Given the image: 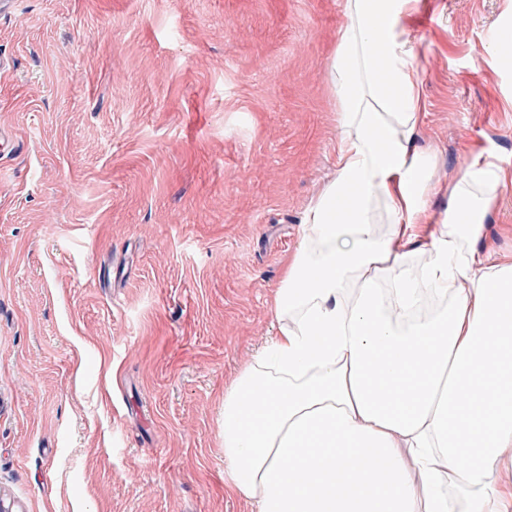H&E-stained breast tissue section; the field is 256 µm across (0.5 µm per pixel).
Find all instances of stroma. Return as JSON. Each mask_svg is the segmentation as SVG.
<instances>
[{
	"instance_id": "1",
	"label": "stroma",
	"mask_w": 512,
	"mask_h": 512,
	"mask_svg": "<svg viewBox=\"0 0 512 512\" xmlns=\"http://www.w3.org/2000/svg\"><path fill=\"white\" fill-rule=\"evenodd\" d=\"M345 0H18L0 14V512H253L224 389L336 174ZM433 226L476 155L512 173V0L401 20ZM482 246L512 252V182Z\"/></svg>"
}]
</instances>
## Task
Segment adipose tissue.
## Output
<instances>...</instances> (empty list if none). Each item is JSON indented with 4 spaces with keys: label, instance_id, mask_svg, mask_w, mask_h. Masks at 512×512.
I'll return each instance as SVG.
<instances>
[{
    "label": "adipose tissue",
    "instance_id": "ef3b65f1",
    "mask_svg": "<svg viewBox=\"0 0 512 512\" xmlns=\"http://www.w3.org/2000/svg\"><path fill=\"white\" fill-rule=\"evenodd\" d=\"M415 3L346 0L336 176L274 293L277 336L224 390V484L255 512H512V254L478 246L508 176L473 159L428 230L398 30Z\"/></svg>",
    "mask_w": 512,
    "mask_h": 512
}]
</instances>
